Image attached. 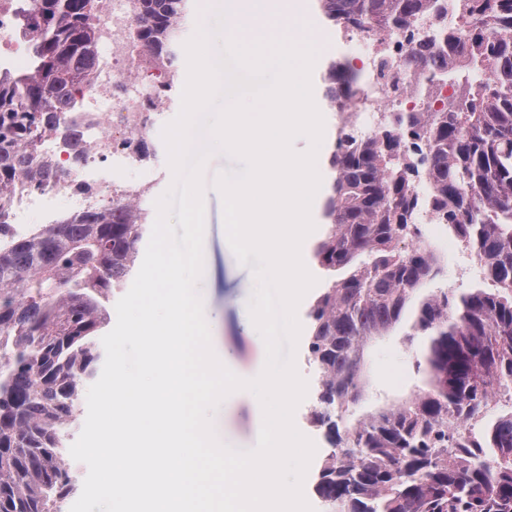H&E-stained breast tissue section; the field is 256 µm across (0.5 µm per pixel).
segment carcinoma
<instances>
[{
	"label": "carcinoma",
	"mask_w": 512,
	"mask_h": 512,
	"mask_svg": "<svg viewBox=\"0 0 512 512\" xmlns=\"http://www.w3.org/2000/svg\"><path fill=\"white\" fill-rule=\"evenodd\" d=\"M138 36L179 68L189 0H139ZM331 30H404L438 0H317ZM17 35L23 71L0 68V512H59L72 480L59 452L79 393L102 358L104 303L133 274L148 213L131 202L16 234L6 211L20 181L57 174L38 154L54 137L78 147L73 91L98 59L92 0H31ZM453 52L429 43L413 64L462 88L450 112H396L380 133L341 125L328 159L326 230L312 257L328 277L309 310L317 373L309 422L329 452L316 495L328 512H512V0H470ZM331 108L358 94L355 73L330 62ZM479 258L489 288L421 295L440 260L421 244L415 182ZM344 270L346 275L336 277ZM415 307V361L426 390L350 425L366 343Z\"/></svg>",
	"instance_id": "carcinoma-1"
}]
</instances>
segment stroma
<instances>
[{
	"instance_id": "stroma-1",
	"label": "stroma",
	"mask_w": 512,
	"mask_h": 512,
	"mask_svg": "<svg viewBox=\"0 0 512 512\" xmlns=\"http://www.w3.org/2000/svg\"><path fill=\"white\" fill-rule=\"evenodd\" d=\"M154 155L147 165L152 178L149 197L143 203L148 213H155L156 200L169 188L173 173L168 165L167 150L160 133L150 138ZM241 163L223 153H214L204 168L203 248L209 263L198 285L204 302V313L210 328L211 345L218 358L238 377H257L264 366L266 352L257 330L246 329L241 322V308L252 294L255 283L250 267L241 265L224 241L223 201L214 186L217 174L224 170H241ZM421 242L441 260V271L430 281L426 293L441 289L458 295L485 287L482 276L462 277L459 273L458 238L444 224L423 229ZM408 322H401L389 335L370 343L365 354V390L361 400L350 405L345 423L380 408L418 394L425 388L423 375L414 368V360L424 349V337H409ZM262 424V409L256 396L247 390L230 394L213 416V425L220 441L232 447L250 450L257 443Z\"/></svg>"
}]
</instances>
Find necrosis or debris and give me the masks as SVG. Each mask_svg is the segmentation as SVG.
I'll list each match as a JSON object with an SVG mask.
<instances>
[{
  "mask_svg": "<svg viewBox=\"0 0 512 512\" xmlns=\"http://www.w3.org/2000/svg\"><path fill=\"white\" fill-rule=\"evenodd\" d=\"M100 61L91 90L83 92L85 133L81 159L59 142L46 145L60 170L42 185H23L11 197L9 221L29 223L32 217L53 218L59 206L75 201L81 210H95L110 201H140L149 186L124 179L127 169L142 166L139 144L160 124L174 87L172 68L149 63L136 39L138 0H95ZM428 29L419 23L396 33L376 28L368 37L347 32L343 42L364 40L363 92L343 104L347 119L368 133L382 129L392 112H437L456 95L443 84L418 88L409 65L412 48Z\"/></svg>",
  "mask_w": 512,
  "mask_h": 512,
  "instance_id": "4bbe7bcc",
  "label": "necrosis or debris"
}]
</instances>
